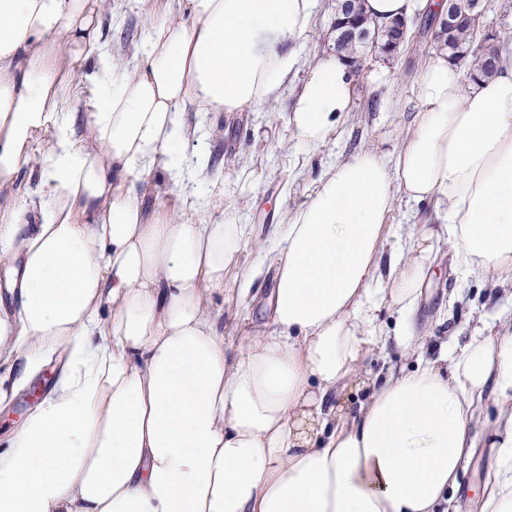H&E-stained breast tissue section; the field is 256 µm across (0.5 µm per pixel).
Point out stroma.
<instances>
[{
	"label": "stroma",
	"mask_w": 512,
	"mask_h": 512,
	"mask_svg": "<svg viewBox=\"0 0 512 512\" xmlns=\"http://www.w3.org/2000/svg\"><path fill=\"white\" fill-rule=\"evenodd\" d=\"M165 0H117L114 11L103 12L100 34L127 67L137 63L143 36ZM430 55L427 44L406 48L397 57L383 60L381 55H367L365 66L354 80L351 118L337 140L306 155L299 168H290L287 158L294 150L287 126L292 101L279 106H260L227 116H206L202 133L214 165L204 174L186 180L180 186L160 181V198L172 203L177 193L205 195L208 181L215 176L235 180L248 171L257 184L254 196L239 204V219L251 230L243 248V265L256 260L258 246L274 247L275 228L283 209L294 207L308 196L325 167L339 156L362 148H390L410 116L393 114L385 102L391 97L411 99L413 80ZM388 66L393 81L376 86L371 72ZM378 99L380 108L367 109L370 99ZM274 290L273 271L264 268L249 291L226 285L223 295L215 296L213 311L224 319V345L234 352L253 329L267 328L269 302ZM512 316V292L488 288L480 277L458 272L449 250H442L434 274L425 286L411 316L414 328L427 335L421 356L430 358L441 348L457 353L475 328L494 325ZM63 365L62 355L53 356L27 387L17 390L0 403V448L19 427L35 405L48 394Z\"/></svg>",
	"instance_id": "35a3bbf8"
}]
</instances>
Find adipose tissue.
<instances>
[{
	"mask_svg": "<svg viewBox=\"0 0 512 512\" xmlns=\"http://www.w3.org/2000/svg\"><path fill=\"white\" fill-rule=\"evenodd\" d=\"M317 6L166 0L130 69L100 43L91 0H0V190L26 168L43 187L0 213V269L18 303L0 306V365L27 382L67 354L0 449V512H461L482 433L492 460L478 512H512V322L389 371L357 408L341 401L375 345L423 349L409 317L441 247L462 274L512 286V55L472 79L432 53L391 149L338 159L283 212L278 244L258 251L276 281L270 327L234 359L209 302L252 280L232 199L254 184L215 180L207 201L145 208L158 176L183 181L197 116L291 88L296 146L335 140L353 72L334 51L301 71ZM447 8L365 0L378 22ZM62 43L92 60L90 112L65 104ZM402 201L432 204L440 229L392 246ZM207 204L221 221L204 218Z\"/></svg>",
	"mask_w": 512,
	"mask_h": 512,
	"instance_id": "1",
	"label": "adipose tissue"
}]
</instances>
